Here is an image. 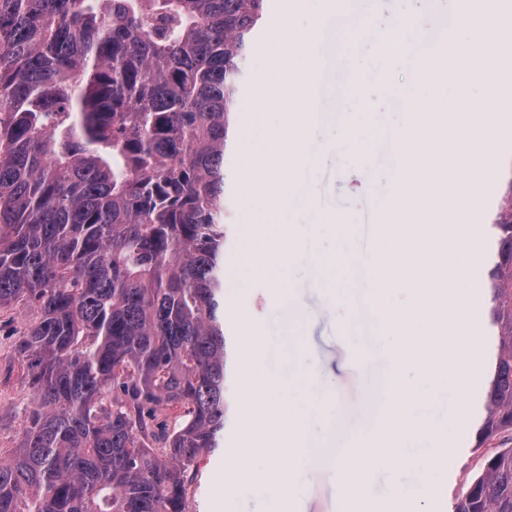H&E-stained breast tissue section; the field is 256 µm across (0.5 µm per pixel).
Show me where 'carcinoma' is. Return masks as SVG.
I'll return each instance as SVG.
<instances>
[{"label": "carcinoma", "instance_id": "carcinoma-1", "mask_svg": "<svg viewBox=\"0 0 512 512\" xmlns=\"http://www.w3.org/2000/svg\"><path fill=\"white\" fill-rule=\"evenodd\" d=\"M271 0H0V311L34 390L0 512H186L224 438V158ZM483 445L512 433V220L488 225ZM453 512H512V447Z\"/></svg>", "mask_w": 512, "mask_h": 512}]
</instances>
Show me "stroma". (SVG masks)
<instances>
[{"mask_svg":"<svg viewBox=\"0 0 512 512\" xmlns=\"http://www.w3.org/2000/svg\"><path fill=\"white\" fill-rule=\"evenodd\" d=\"M367 0H347L342 16L329 22L324 52L328 71L324 76L331 90H339L347 79L360 87V99L385 124L397 115L391 106L399 84L416 71L410 66H391L381 59L374 40H362L357 32L365 21L384 27L397 7L396 0H378L375 12H368ZM343 112L331 110L311 125L309 140L319 151L310 168H299L297 177L306 179L318 206L326 211L353 210L357 223H376L385 200L387 175L379 165L375 144L361 151L346 146L327 145L329 125L340 123ZM372 188L357 193L363 177ZM297 271L287 294L274 292L263 280L245 278L235 268L233 253L224 256V292L239 322L259 324L264 333V362L279 376H287L292 363L294 338H301L313 359L319 377L317 390L305 404L310 416L324 417L327 426L307 443V465L294 476L296 512H337V487L331 479L324 456L336 453L343 442L368 443L378 433L382 420L373 412L374 388L362 371L360 360L368 352L392 358L393 345L382 336L365 335L358 308L367 301L364 284L356 282L352 271L336 275L335 286L313 284L307 271L313 251L332 253L336 241L330 237L302 233L297 241ZM34 316L30 307L17 306L0 313V449L19 447L29 425L33 390L27 372L14 352V345ZM457 447L444 458L443 484L439 495L447 501L466 488L483 463L476 450L474 424L459 426ZM188 512H224V453L208 457L187 501Z\"/></svg>","mask_w":512,"mask_h":512,"instance_id":"obj_1","label":"stroma"}]
</instances>
